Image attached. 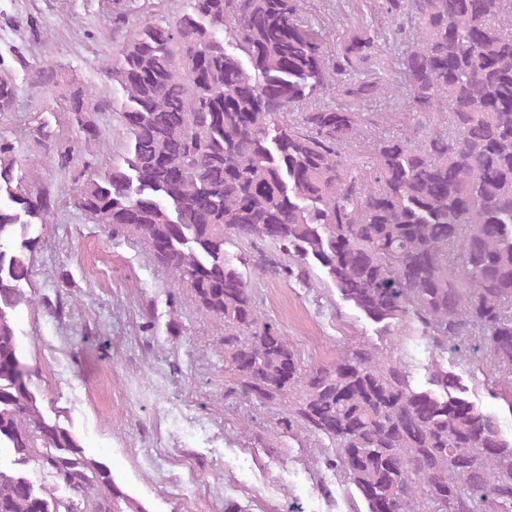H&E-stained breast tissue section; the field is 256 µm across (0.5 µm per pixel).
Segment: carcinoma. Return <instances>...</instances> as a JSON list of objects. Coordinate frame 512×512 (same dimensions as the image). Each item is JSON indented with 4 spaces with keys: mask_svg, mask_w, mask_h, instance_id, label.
Wrapping results in <instances>:
<instances>
[{
    "mask_svg": "<svg viewBox=\"0 0 512 512\" xmlns=\"http://www.w3.org/2000/svg\"><path fill=\"white\" fill-rule=\"evenodd\" d=\"M183 3L133 22L113 10L114 32L129 33L101 68L123 92L113 118L126 146L101 175L83 160L74 206L136 235L222 323L231 392L282 403V429L328 440L316 465L364 504L351 512H512V438L460 377L434 363L418 385L360 343L305 369L224 251L229 234L269 243L279 255L253 261L264 274L309 287L318 268L386 332L412 322L434 351L473 344L488 394L512 411V0H380L408 35L396 84L355 78L375 39L356 29L329 45L304 0ZM400 95L406 109L386 113L400 134L368 136L366 103ZM86 96L71 91L67 112L98 142ZM16 98L0 72V112ZM55 210L0 139V512H71L31 481L32 461L77 493L112 488L41 408L17 334Z\"/></svg>",
    "mask_w": 512,
    "mask_h": 512,
    "instance_id": "cac0c4a2",
    "label": "carcinoma"
}]
</instances>
